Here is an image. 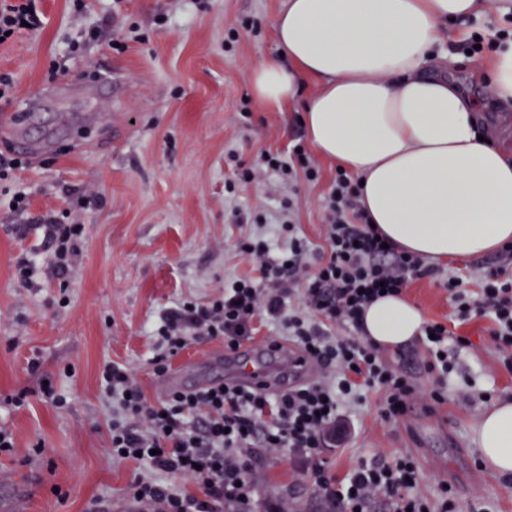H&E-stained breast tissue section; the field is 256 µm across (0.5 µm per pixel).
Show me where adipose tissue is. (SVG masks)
I'll use <instances>...</instances> for the list:
<instances>
[{"label": "adipose tissue", "mask_w": 512, "mask_h": 512, "mask_svg": "<svg viewBox=\"0 0 512 512\" xmlns=\"http://www.w3.org/2000/svg\"><path fill=\"white\" fill-rule=\"evenodd\" d=\"M491 5L512 14V0H288L273 20L285 58L251 74L260 107L302 103L315 151L361 181L360 204L381 233L428 262L512 243V156L477 138L485 102L512 109V38L476 64L480 99L445 63H427L451 38L446 22ZM305 80L315 91L304 99ZM424 323L404 295L364 314L383 348L418 338ZM477 433L484 466L512 474V402L491 404Z\"/></svg>", "instance_id": "1"}]
</instances>
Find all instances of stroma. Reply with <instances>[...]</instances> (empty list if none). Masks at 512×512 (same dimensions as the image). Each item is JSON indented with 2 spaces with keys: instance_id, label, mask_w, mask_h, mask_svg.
I'll return each instance as SVG.
<instances>
[{
  "instance_id": "1",
  "label": "stroma",
  "mask_w": 512,
  "mask_h": 512,
  "mask_svg": "<svg viewBox=\"0 0 512 512\" xmlns=\"http://www.w3.org/2000/svg\"><path fill=\"white\" fill-rule=\"evenodd\" d=\"M43 24L0 45V73L13 77L0 99V153L21 160L0 181V424L15 448L0 455V481L38 473L40 485L22 512H85L107 497L127 512L129 489L143 468L114 462L99 372L108 361L133 367L150 402L165 392L154 374L151 326L182 298L208 299L225 281L253 266L234 249L247 232L225 211V156L244 160L287 150L306 129L299 108H259L250 74L280 54L272 21L286 0H37ZM495 14L460 25L453 42L454 75L468 83L475 61L486 60L498 31ZM483 37L485 45L474 42ZM117 70L129 86L118 103L96 105L80 95L60 108L55 85L89 81ZM249 120H242V111ZM29 213L84 225L75 271L61 275L44 249L41 227L18 235L11 208L16 187ZM321 184L301 185L298 222L321 241ZM33 255L31 287L15 278L19 257ZM407 297L426 319L452 322L448 295L432 279L413 282ZM69 305H61V297ZM471 348L455 357L442 405L415 403L398 422L379 416L376 394L351 411L354 428L324 454L331 474L359 461L412 455L428 497L450 484L457 512H471L481 494L492 512H512V478L480 459L476 426L491 401H512V367L489 345L484 324L459 326ZM39 359V373L28 370ZM70 400L55 410L36 396L41 379ZM28 392L26 406L10 397ZM307 476L287 451L260 452L253 474L252 512H306L316 500Z\"/></svg>"
}]
</instances>
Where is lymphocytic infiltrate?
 I'll return each instance as SVG.
<instances>
[{
  "label": "lymphocytic infiltrate",
  "mask_w": 512,
  "mask_h": 512,
  "mask_svg": "<svg viewBox=\"0 0 512 512\" xmlns=\"http://www.w3.org/2000/svg\"><path fill=\"white\" fill-rule=\"evenodd\" d=\"M228 158L242 183L253 180L258 165L288 184L321 178L301 142L284 155L264 151L253 165L240 161L234 150ZM358 193L357 180L337 169L320 203L324 235L315 249L297 232L293 199H281L273 220L255 217L256 233L235 244L239 254L257 262V278L235 279L225 284L222 295L204 303L176 302L151 330V362L161 375L191 341L219 338L229 349L250 341L254 319L260 316L274 329L268 344L292 342L315 362L316 377L275 391L230 384L194 392L172 390L154 404L127 365H103L100 384L109 411L112 458L136 461L147 469L131 486L138 503L152 512H222L228 504L236 512H249L258 449L274 453L285 448L309 473L318 494L335 500L337 512H450V487L441 485L433 499L421 493L409 456L371 459L341 479L327 471L322 459L328 442L349 420V404L363 402L366 392L380 393L379 413L388 423L403 418L418 397L403 367L364 338L362 314L381 294L401 293L410 280L438 274L416 255L382 247L358 205ZM283 235L288 248L276 250L275 241ZM311 252L317 259L312 271L306 267ZM444 288L458 322L487 320L493 348L511 364L512 246L499 252L496 267L482 276L477 289L464 287L454 275ZM296 293L301 304L294 309L289 300ZM422 334L425 368L433 378L429 398L442 404L454 369L452 355L469 347L471 340L439 322H425ZM166 474L188 477L200 495L166 484Z\"/></svg>",
  "instance_id": "f902f5d3"
}]
</instances>
